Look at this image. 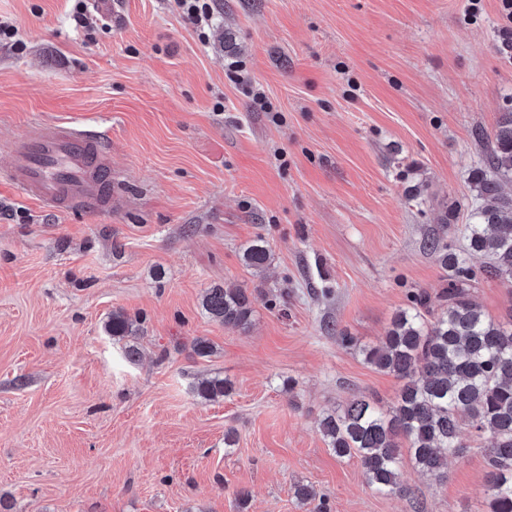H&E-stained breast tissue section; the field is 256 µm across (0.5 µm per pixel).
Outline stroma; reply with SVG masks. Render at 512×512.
I'll return each mask as SVG.
<instances>
[{
  "mask_svg": "<svg viewBox=\"0 0 512 512\" xmlns=\"http://www.w3.org/2000/svg\"><path fill=\"white\" fill-rule=\"evenodd\" d=\"M200 38L167 0H0V169L40 123L96 124L112 144V209L62 213L0 186V501L11 512H487L489 437L418 499L370 487L323 413L401 383L345 348L378 343L411 291L447 283L427 242L447 209L462 250L473 173L512 112L500 0H220ZM242 61L276 112L224 75ZM284 160H277L276 152ZM265 237L263 271L243 246ZM256 296L224 327L206 288ZM140 317L129 361L106 326ZM214 351L200 357L195 339ZM230 395L201 399L198 380ZM235 430L225 447L224 434ZM249 493L239 507L234 492Z\"/></svg>",
  "mask_w": 512,
  "mask_h": 512,
  "instance_id": "35a3bbf8",
  "label": "stroma"
}]
</instances>
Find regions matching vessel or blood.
Masks as SVG:
<instances>
[{
  "label": "vessel or blood",
  "mask_w": 512,
  "mask_h": 512,
  "mask_svg": "<svg viewBox=\"0 0 512 512\" xmlns=\"http://www.w3.org/2000/svg\"><path fill=\"white\" fill-rule=\"evenodd\" d=\"M22 164L0 171V183L54 211L112 206L111 144L102 131L66 123L34 126L13 142Z\"/></svg>",
  "instance_id": "b4317fda"
}]
</instances>
